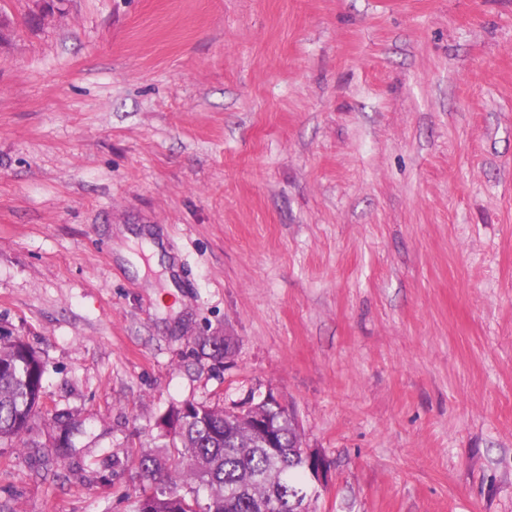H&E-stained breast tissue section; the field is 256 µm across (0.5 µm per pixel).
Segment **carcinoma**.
I'll list each match as a JSON object with an SVG mask.
<instances>
[{
    "mask_svg": "<svg viewBox=\"0 0 512 512\" xmlns=\"http://www.w3.org/2000/svg\"><path fill=\"white\" fill-rule=\"evenodd\" d=\"M44 366L19 337L0 334V444L28 435L42 404ZM157 422L161 444L127 463L144 486L130 497V512H268L273 499L288 500L307 485L301 435L284 407L270 415L279 433L273 452L240 426L232 409L188 403ZM55 448H70L75 421L57 416Z\"/></svg>",
    "mask_w": 512,
    "mask_h": 512,
    "instance_id": "obj_1",
    "label": "carcinoma"
}]
</instances>
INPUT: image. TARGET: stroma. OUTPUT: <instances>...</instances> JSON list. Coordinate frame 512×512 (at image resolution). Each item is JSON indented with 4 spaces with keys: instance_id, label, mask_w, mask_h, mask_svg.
Instances as JSON below:
<instances>
[{
    "instance_id": "obj_1",
    "label": "stroma",
    "mask_w": 512,
    "mask_h": 512,
    "mask_svg": "<svg viewBox=\"0 0 512 512\" xmlns=\"http://www.w3.org/2000/svg\"><path fill=\"white\" fill-rule=\"evenodd\" d=\"M0 330V512H128L161 415L268 394L313 512H512V0H0ZM44 366L20 337L0 333V444L28 435L42 404Z\"/></svg>"
}]
</instances>
